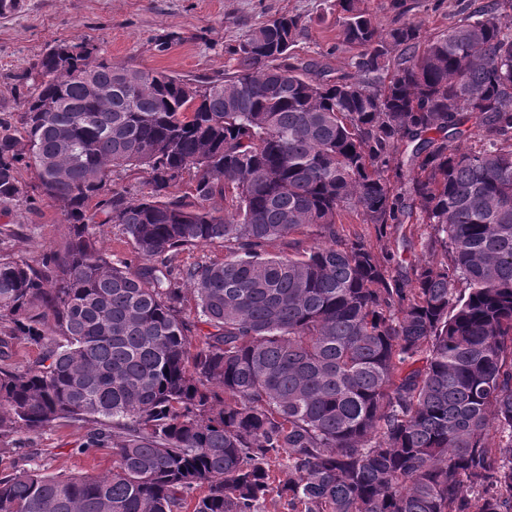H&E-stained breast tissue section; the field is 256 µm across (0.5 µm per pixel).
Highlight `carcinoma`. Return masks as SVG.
I'll list each match as a JSON object with an SVG mask.
<instances>
[{"label": "carcinoma", "mask_w": 512, "mask_h": 512, "mask_svg": "<svg viewBox=\"0 0 512 512\" xmlns=\"http://www.w3.org/2000/svg\"><path fill=\"white\" fill-rule=\"evenodd\" d=\"M361 2L336 3L352 75L298 59L288 15L197 83L43 54L0 203L31 169L69 234L34 265L0 254V439L77 420L113 466L1 473L0 512H512V0L427 39ZM133 169L140 199L114 180ZM346 215L381 239L426 224L441 259L395 278ZM214 242L223 261L176 264ZM17 336L37 364L6 362ZM92 232L95 234L99 246L111 257L117 266L123 263L136 265V253L133 245L119 224H94Z\"/></svg>", "instance_id": "carcinoma-1"}]
</instances>
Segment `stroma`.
Wrapping results in <instances>:
<instances>
[{"instance_id":"1","label":"stroma","mask_w":512,"mask_h":512,"mask_svg":"<svg viewBox=\"0 0 512 512\" xmlns=\"http://www.w3.org/2000/svg\"><path fill=\"white\" fill-rule=\"evenodd\" d=\"M485 0H365L379 30L410 22L422 37L444 30L460 10ZM296 15L304 30L294 47L302 60H317L332 73H353L354 52L343 41L336 0H19L0 8V121L19 125L31 90L29 75L52 44L89 43L116 65L178 75L187 80L234 73L232 46L252 28L280 15ZM28 195L0 204V254L29 262L57 250L68 232L57 202L36 190L23 171ZM373 249L393 248L403 262L431 260L422 243L430 229L418 224L409 237L378 238L372 225H347ZM87 430L59 422L37 434L0 440V469L43 465L46 473L100 475L112 468L108 447L81 452Z\"/></svg>"}]
</instances>
